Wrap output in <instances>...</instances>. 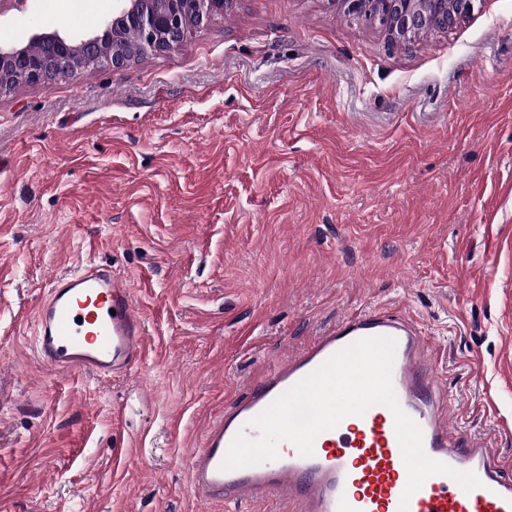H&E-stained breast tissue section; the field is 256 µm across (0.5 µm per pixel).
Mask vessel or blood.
Returning <instances> with one entry per match:
<instances>
[{
  "label": "vessel or blood",
  "instance_id": "vessel-or-blood-1",
  "mask_svg": "<svg viewBox=\"0 0 512 512\" xmlns=\"http://www.w3.org/2000/svg\"><path fill=\"white\" fill-rule=\"evenodd\" d=\"M34 318L37 358L57 371L91 370L103 379L127 375L146 353L143 317L126 279L91 262L52 277ZM379 336L397 342L393 387L402 409L422 429L425 453L474 472L480 487L467 492L451 477L435 474L403 500L407 470L393 414L383 405L321 433L313 456L283 441L276 460L222 470L239 432L257 437L248 426L252 418L347 345ZM434 359L429 338L403 312L373 309L348 317L208 420L202 447L188 458L193 492L229 504L277 496L289 512H399L403 506L408 512H512V479L504 476L487 441L450 430L448 388L434 371Z\"/></svg>",
  "mask_w": 512,
  "mask_h": 512
}]
</instances>
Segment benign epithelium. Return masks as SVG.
<instances>
[{
  "mask_svg": "<svg viewBox=\"0 0 512 512\" xmlns=\"http://www.w3.org/2000/svg\"><path fill=\"white\" fill-rule=\"evenodd\" d=\"M112 17L98 34L35 33L21 47L0 46V73L10 70L35 83L51 80L81 57L84 64L99 60L119 71L131 56L118 46L125 31L141 36L139 52H166L179 47L188 25L200 26L224 13L232 0H115ZM359 20L384 27L394 43H404L433 28L447 30L470 15L474 0H331Z\"/></svg>",
  "mask_w": 512,
  "mask_h": 512,
  "instance_id": "1",
  "label": "benign epithelium"
}]
</instances>
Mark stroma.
Returning a JSON list of instances; mask_svg holds the SVG:
<instances>
[{"mask_svg":"<svg viewBox=\"0 0 512 512\" xmlns=\"http://www.w3.org/2000/svg\"><path fill=\"white\" fill-rule=\"evenodd\" d=\"M0 16V45L113 0ZM129 279L131 374L53 373L33 311ZM406 312L452 430L512 465V0L389 47L330 0H232L182 45L0 93V512H225L206 422L347 317Z\"/></svg>","mask_w":512,"mask_h":512,"instance_id":"obj_1","label":"stroma"}]
</instances>
